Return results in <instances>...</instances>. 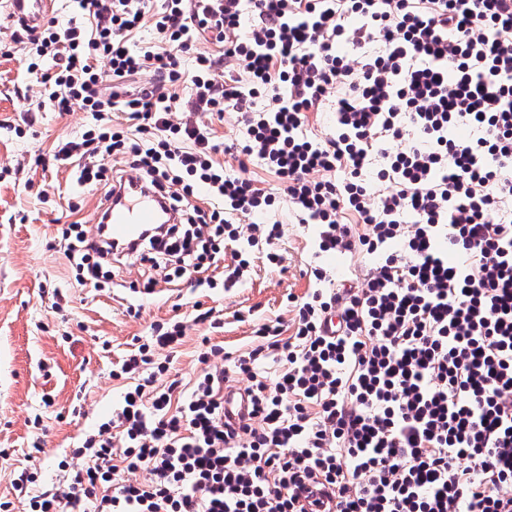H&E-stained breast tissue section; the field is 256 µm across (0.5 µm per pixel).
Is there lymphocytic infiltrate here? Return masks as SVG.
I'll list each match as a JSON object with an SVG mask.
<instances>
[{
    "label": "lymphocytic infiltrate",
    "instance_id": "lymphocytic-infiltrate-1",
    "mask_svg": "<svg viewBox=\"0 0 512 512\" xmlns=\"http://www.w3.org/2000/svg\"><path fill=\"white\" fill-rule=\"evenodd\" d=\"M70 3L80 21L13 36L34 50L25 78L43 104L93 116L54 148L77 185L117 157L178 214L135 254L155 272L147 290L230 288L257 254L280 265V199L315 254L356 249L371 268L338 290L311 265L291 335L268 321L219 365L202 347L186 387L167 377L186 323L152 325L112 373L125 390L78 446L83 467L49 489L18 471L16 499L29 512H320L327 490L333 512H512V0ZM201 38L212 52L195 51ZM143 71L152 85H131ZM228 110L243 135L224 143L175 118ZM61 233L76 282L100 287L108 260L88 231ZM240 375L250 413L233 426L224 386Z\"/></svg>",
    "mask_w": 512,
    "mask_h": 512
}]
</instances>
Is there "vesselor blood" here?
Listing matches in <instances>:
<instances>
[{
    "label": "vessel or blood",
    "instance_id": "vessel-or-blood-1",
    "mask_svg": "<svg viewBox=\"0 0 512 512\" xmlns=\"http://www.w3.org/2000/svg\"><path fill=\"white\" fill-rule=\"evenodd\" d=\"M54 0H9L11 20L29 28L43 23L52 12ZM174 216L158 194L147 190L143 181L124 182L119 193L105 201L97 213L99 229L96 244L129 245L141 243L143 232L155 224L173 223ZM244 391L228 388L224 391V416L235 419L247 412Z\"/></svg>",
    "mask_w": 512,
    "mask_h": 512
}]
</instances>
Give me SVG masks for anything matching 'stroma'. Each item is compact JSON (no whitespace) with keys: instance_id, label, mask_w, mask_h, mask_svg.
I'll return each mask as SVG.
<instances>
[{"instance_id":"obj_1","label":"stroma","mask_w":512,"mask_h":512,"mask_svg":"<svg viewBox=\"0 0 512 512\" xmlns=\"http://www.w3.org/2000/svg\"><path fill=\"white\" fill-rule=\"evenodd\" d=\"M12 32L8 0H0V168L9 170L0 181V498L12 496L15 470L36 473L43 486L62 479L64 467H81L74 450L119 398L112 369L134 337L148 335L158 321L189 320L170 375L193 378L201 369L202 339L242 351L256 325L275 318L291 323L295 313L287 298L305 295V270L313 260L307 229L283 207L282 267L257 262L238 288L183 282L175 292L146 294L151 270L137 262L117 264L108 288L78 286L60 229L75 221L92 225L107 188L78 186L69 167L40 169L33 162L49 157L58 140L79 134L93 117L80 110L26 112L18 90L29 57ZM131 303L139 305V317L127 314ZM197 303L215 309L221 327L192 324Z\"/></svg>"}]
</instances>
